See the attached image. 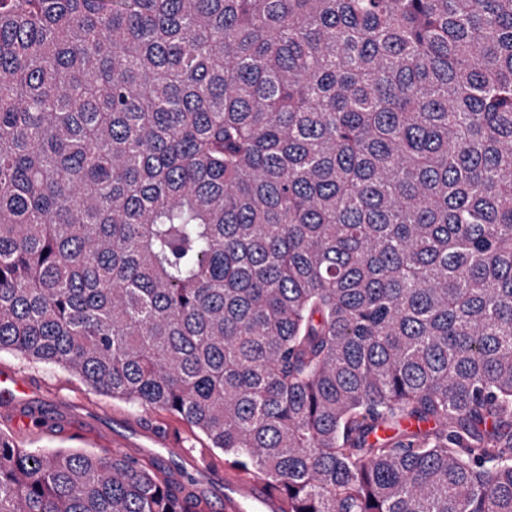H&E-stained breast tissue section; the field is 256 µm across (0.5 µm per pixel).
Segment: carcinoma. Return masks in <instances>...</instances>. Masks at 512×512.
<instances>
[{
    "label": "carcinoma",
    "mask_w": 512,
    "mask_h": 512,
    "mask_svg": "<svg viewBox=\"0 0 512 512\" xmlns=\"http://www.w3.org/2000/svg\"><path fill=\"white\" fill-rule=\"evenodd\" d=\"M0 352L287 512H512V0H0ZM174 467L0 432V512ZM4 372L15 373L21 379L38 385L43 394L60 393L68 397L73 406L74 414H84L85 406H93V412L99 413L102 408L111 416L115 414L133 417L146 416L152 420L156 427L180 443L190 452L203 469H224V451L213 448L211 442L195 427H192L181 418L158 408H141L120 400L103 395L73 376L66 370L57 366L33 363L24 357L2 352L0 353V374ZM103 411V415L107 414Z\"/></svg>",
    "instance_id": "1"
}]
</instances>
